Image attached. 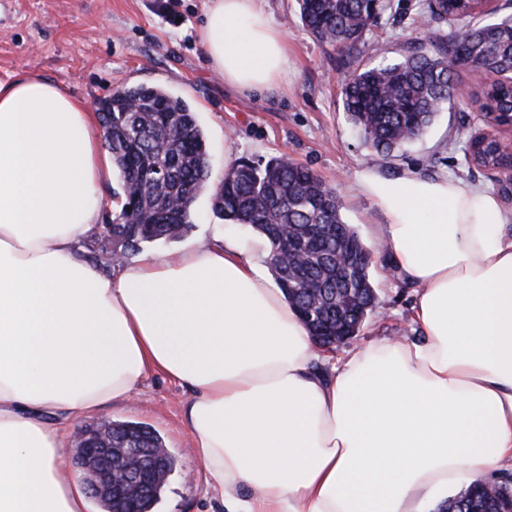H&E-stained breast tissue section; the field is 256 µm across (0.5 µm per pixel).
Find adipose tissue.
Instances as JSON below:
<instances>
[{
    "label": "adipose tissue",
    "instance_id": "obj_1",
    "mask_svg": "<svg viewBox=\"0 0 512 512\" xmlns=\"http://www.w3.org/2000/svg\"><path fill=\"white\" fill-rule=\"evenodd\" d=\"M262 0H208L200 42L261 91L288 62ZM112 161L62 86L0 82V512H88L72 422L151 374L183 414L220 512H432L512 470V212L489 190L366 168L373 234L415 288L419 338L323 355L267 251L233 237L111 269L81 253Z\"/></svg>",
    "mask_w": 512,
    "mask_h": 512
}]
</instances>
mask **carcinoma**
<instances>
[{
  "label": "carcinoma",
  "instance_id": "cac0c4a2",
  "mask_svg": "<svg viewBox=\"0 0 512 512\" xmlns=\"http://www.w3.org/2000/svg\"><path fill=\"white\" fill-rule=\"evenodd\" d=\"M303 26L316 39L349 51L362 40L385 0H297ZM479 0H428L427 16L448 31L430 46L420 44L401 60L356 69L342 86V103L363 143L389 157L422 137L442 104L456 95V68L464 55L478 64L479 97L486 120L512 127V17L483 24L470 19L482 13ZM104 139L121 180V201L112 220L100 224V251L107 235L125 255L150 244L169 243L192 229V211L210 178L203 129L195 113L167 90L148 85L118 88L100 107ZM508 146L485 143V133H468L466 160L494 169L507 157ZM336 189L313 170L285 156L266 163L240 160L224 175L214 211L225 222L251 228L269 243V264L276 282L312 334L344 336L355 332L359 315L372 312L376 299L370 281L373 253L344 223ZM292 236L291 251L300 263L283 276L281 235ZM358 263L345 274L342 253ZM120 448L157 450L160 435L150 427L112 422ZM165 481L158 480L138 500L139 512H151ZM512 497L491 495L485 483L473 482L448 498L437 512H507Z\"/></svg>",
  "mask_w": 512,
  "mask_h": 512
}]
</instances>
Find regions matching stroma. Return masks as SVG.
I'll use <instances>...</instances> for the list:
<instances>
[{
	"instance_id": "obj_1",
	"label": "stroma",
	"mask_w": 512,
	"mask_h": 512,
	"mask_svg": "<svg viewBox=\"0 0 512 512\" xmlns=\"http://www.w3.org/2000/svg\"><path fill=\"white\" fill-rule=\"evenodd\" d=\"M392 9L374 22L355 55L319 41L303 27L296 0H262V7L288 44V67L275 86L246 92L225 83L199 42L206 0H0V82L28 71L58 83L91 108L117 88L156 84L182 98L201 125L211 170L208 188L193 207V230L183 239L155 245L158 254L227 233L251 241L250 228L224 222L213 211L214 193L231 158L269 160L281 155L314 170L335 187L344 202L343 220L366 245L382 217L355 191L356 176L372 167L385 176L448 175L499 194L504 209L512 196L488 171L468 166L464 136L481 128L472 101L478 75L458 71L459 95L444 104L427 133L397 157L383 158L367 148L343 110L341 85L356 65L392 63L434 28L425 24L426 0H389ZM371 280L376 307L358 336L332 347L341 359L382 338H413L412 287L398 275L391 257L375 248ZM187 390L167 378L149 376L128 402L80 420L93 427L105 420L145 424L162 438L175 460L153 512H197L205 487L199 459L184 422Z\"/></svg>"
}]
</instances>
